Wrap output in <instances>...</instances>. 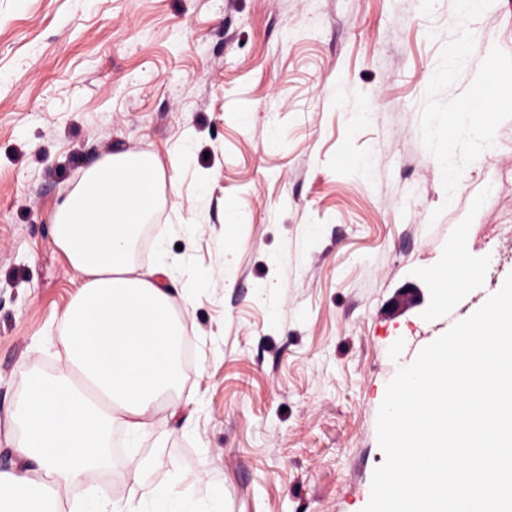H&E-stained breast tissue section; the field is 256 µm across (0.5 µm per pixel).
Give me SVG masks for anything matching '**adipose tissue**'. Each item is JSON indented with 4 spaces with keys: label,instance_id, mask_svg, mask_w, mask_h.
Masks as SVG:
<instances>
[{
    "label": "adipose tissue",
    "instance_id": "obj_1",
    "mask_svg": "<svg viewBox=\"0 0 512 512\" xmlns=\"http://www.w3.org/2000/svg\"><path fill=\"white\" fill-rule=\"evenodd\" d=\"M497 65L483 68L464 92L471 111L448 110L449 125L469 122L480 152L492 147L484 110L512 101V82L496 100L480 99ZM164 186L153 154L120 151L86 169L53 219L55 245L79 278V293L59 317L65 367L30 370L25 390L6 412L14 462L0 469V512H61L68 490L109 464L114 428L147 436L161 402L179 390L184 325L175 312L166 266L142 269L134 251L158 208ZM189 489H143L139 499L104 501L98 512H194Z\"/></svg>",
    "mask_w": 512,
    "mask_h": 512
}]
</instances>
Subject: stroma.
<instances>
[{
	"instance_id": "obj_1",
	"label": "stroma",
	"mask_w": 512,
	"mask_h": 512,
	"mask_svg": "<svg viewBox=\"0 0 512 512\" xmlns=\"http://www.w3.org/2000/svg\"><path fill=\"white\" fill-rule=\"evenodd\" d=\"M0 0V411L64 365L78 288L57 208L116 150L167 159L135 261L171 267L194 368L136 450L70 504L181 478L197 512H362L398 366L512 274V107L479 155L432 126L486 60L512 64V0ZM468 35L469 54L448 53ZM447 151L448 182L432 157ZM239 223H226L227 208ZM479 276L437 311L452 250ZM418 288L421 305L399 303Z\"/></svg>"
}]
</instances>
